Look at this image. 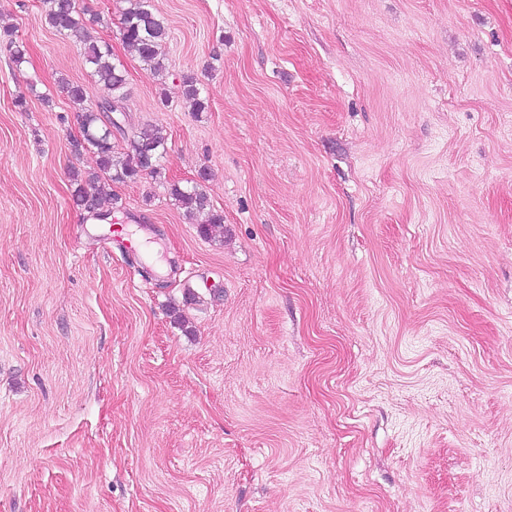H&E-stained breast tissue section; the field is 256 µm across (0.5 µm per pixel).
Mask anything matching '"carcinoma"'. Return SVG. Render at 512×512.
Segmentation results:
<instances>
[{
	"instance_id": "obj_1",
	"label": "carcinoma",
	"mask_w": 512,
	"mask_h": 512,
	"mask_svg": "<svg viewBox=\"0 0 512 512\" xmlns=\"http://www.w3.org/2000/svg\"><path fill=\"white\" fill-rule=\"evenodd\" d=\"M125 6L120 11L119 34L125 48L133 53L154 75L166 70L162 46L169 32L164 19L156 12L151 0H123ZM46 21L59 35L76 44L83 53L85 64L89 68L91 85L61 81L72 106L79 112L83 141L73 142L74 151L87 143L96 150V171H72L74 185L73 197L80 206L86 199L101 206V198L94 192L99 174H105L114 182L135 181L144 175L157 177L164 170L163 159L166 154V139L153 125L142 127L129 141L127 151L115 152L112 146V127L115 122L105 124L101 119L103 112L122 111L121 103L125 98L126 75L123 65L115 62L112 45L93 36L81 17L78 0H44ZM3 39L11 52L12 60L20 65L25 62L24 45L13 39V32L3 31ZM101 87L107 95L94 102L91 88ZM183 97L194 112L206 110L201 97L200 87L193 78L183 80ZM170 194L184 209L186 216L193 219L200 214L205 219L199 222V233L205 237L213 229L224 224V215L215 210L206 192L196 183L190 187L177 183L170 185Z\"/></svg>"
}]
</instances>
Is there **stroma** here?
<instances>
[{"label":"stroma","mask_w":512,"mask_h":512,"mask_svg":"<svg viewBox=\"0 0 512 512\" xmlns=\"http://www.w3.org/2000/svg\"><path fill=\"white\" fill-rule=\"evenodd\" d=\"M153 4L160 78L80 0L167 147L96 217L80 49L0 0V512H512V0ZM200 187L202 185L197 182L191 187H182L177 182L170 185V194L190 219L193 220L200 214L205 215V219L197 224L199 233L208 237L213 229L224 224V215L211 206L208 195Z\"/></svg>","instance_id":"stroma-1"}]
</instances>
